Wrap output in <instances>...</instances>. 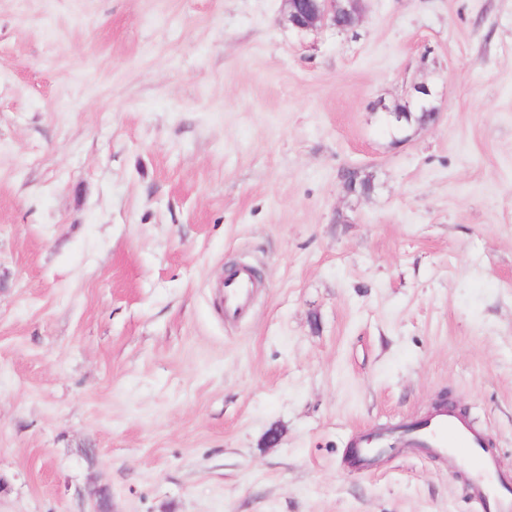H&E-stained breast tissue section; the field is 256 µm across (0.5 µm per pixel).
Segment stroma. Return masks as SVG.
Masks as SVG:
<instances>
[{
  "label": "stroma",
  "instance_id": "stroma-1",
  "mask_svg": "<svg viewBox=\"0 0 512 512\" xmlns=\"http://www.w3.org/2000/svg\"><path fill=\"white\" fill-rule=\"evenodd\" d=\"M284 10L0 0V512H485L346 462L442 394L512 482V0ZM285 19L299 31H314L325 27L346 30L361 19V0H284ZM336 21L340 24L336 25ZM224 314L229 318L243 315L248 307L251 294L254 290L249 276L241 274L237 278L222 283Z\"/></svg>",
  "mask_w": 512,
  "mask_h": 512
}]
</instances>
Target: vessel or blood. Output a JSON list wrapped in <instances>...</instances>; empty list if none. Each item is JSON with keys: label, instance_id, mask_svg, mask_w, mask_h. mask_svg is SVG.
<instances>
[{"label": "vessel or blood", "instance_id": "vessel-or-blood-1", "mask_svg": "<svg viewBox=\"0 0 512 512\" xmlns=\"http://www.w3.org/2000/svg\"><path fill=\"white\" fill-rule=\"evenodd\" d=\"M253 290L250 277L244 274L223 283L225 315L230 318L243 315ZM407 442L438 455H455L472 473L469 495L481 502H491L493 512H512V497L499 495L493 464L482 454L484 435L455 408L448 407L432 415L425 427L408 437Z\"/></svg>", "mask_w": 512, "mask_h": 512}]
</instances>
